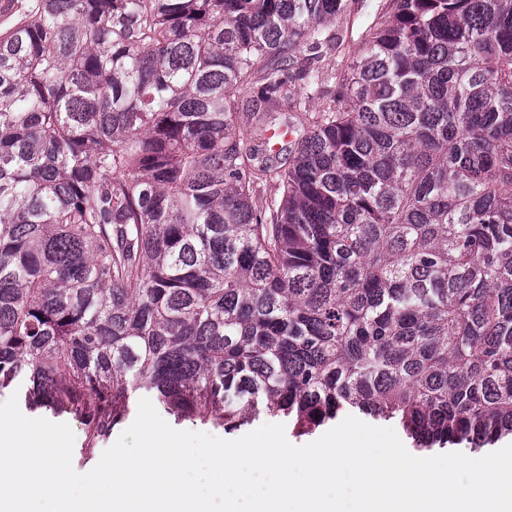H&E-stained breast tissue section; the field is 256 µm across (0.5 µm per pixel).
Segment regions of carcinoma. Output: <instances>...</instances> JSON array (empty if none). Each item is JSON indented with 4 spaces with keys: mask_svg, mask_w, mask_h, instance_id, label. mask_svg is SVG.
<instances>
[{
    "mask_svg": "<svg viewBox=\"0 0 512 512\" xmlns=\"http://www.w3.org/2000/svg\"><path fill=\"white\" fill-rule=\"evenodd\" d=\"M352 4L18 5L1 388L90 446L144 389L225 429L351 409L419 449L512 436V0H382L357 36ZM281 129L288 165L262 162Z\"/></svg>",
    "mask_w": 512,
    "mask_h": 512,
    "instance_id": "carcinoma-1",
    "label": "carcinoma"
}]
</instances>
